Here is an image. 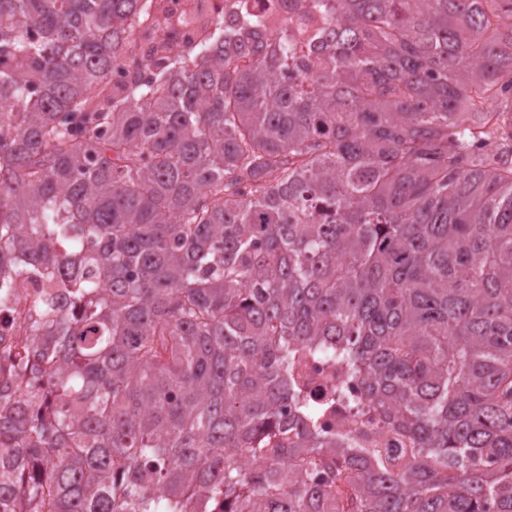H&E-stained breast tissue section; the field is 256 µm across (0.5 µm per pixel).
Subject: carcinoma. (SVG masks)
<instances>
[{"mask_svg":"<svg viewBox=\"0 0 512 512\" xmlns=\"http://www.w3.org/2000/svg\"><path fill=\"white\" fill-rule=\"evenodd\" d=\"M311 3L115 96L141 0H0L15 512H512V0ZM46 288L41 284L19 280L16 288H13L14 305L1 313L2 327L0 333V367H8L20 348L24 337L25 328L28 326L29 315L36 300L43 294ZM3 327L9 332L4 333ZM341 375L337 367L335 370L322 360L310 363L305 371L306 378L315 386H333L340 380Z\"/></svg>","mask_w":512,"mask_h":512,"instance_id":"cac0c4a2","label":"carcinoma"}]
</instances>
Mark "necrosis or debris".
I'll return each mask as SVG.
<instances>
[{
  "label": "necrosis or debris",
  "mask_w": 512,
  "mask_h": 512,
  "mask_svg": "<svg viewBox=\"0 0 512 512\" xmlns=\"http://www.w3.org/2000/svg\"><path fill=\"white\" fill-rule=\"evenodd\" d=\"M144 14L133 25L125 57L112 64V85L121 87L137 80L155 79L168 67L167 53L157 51L164 42L173 50L212 42L214 23L223 19L224 33L237 38L242 28L241 16L263 21L269 27H282L291 32L323 29L330 19L320 13H301L294 0H143ZM14 304L0 312V367H8L16 356L29 315L42 295L40 284L18 281L13 290Z\"/></svg>",
  "instance_id": "obj_1"
}]
</instances>
